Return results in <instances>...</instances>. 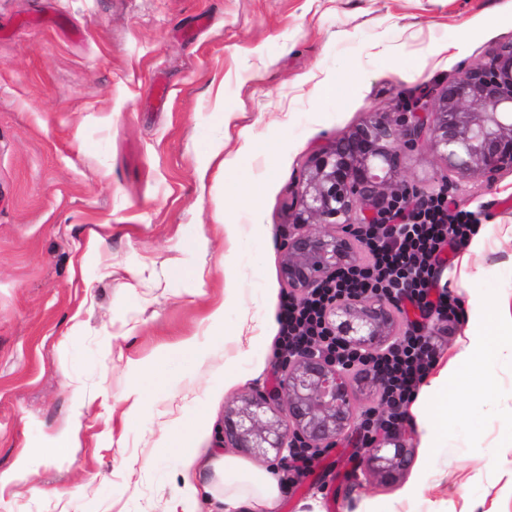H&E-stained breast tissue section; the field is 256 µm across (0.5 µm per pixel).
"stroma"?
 Listing matches in <instances>:
<instances>
[{
  "mask_svg": "<svg viewBox=\"0 0 512 512\" xmlns=\"http://www.w3.org/2000/svg\"><path fill=\"white\" fill-rule=\"evenodd\" d=\"M509 10L512 0H0V474L30 457L0 486V512H217L203 487L224 450V410L276 384L267 339L279 325L267 316L288 292L281 244L309 156L512 39ZM216 149L236 167L211 164ZM441 170L422 149L401 177L428 194ZM450 193L481 223L512 224V175ZM202 234L205 248L187 250ZM511 256L512 242L492 245L472 292L511 289ZM219 306L220 325L208 319ZM187 338L192 363L178 350ZM148 367L164 383L129 415L128 381ZM493 373L482 409L439 448L425 451L420 421L405 416L414 459L397 481L354 469L352 429L285 484L277 512H512L501 439L512 358ZM77 397L78 446L54 455ZM179 432L192 461L173 445Z\"/></svg>",
  "mask_w": 512,
  "mask_h": 512,
  "instance_id": "35a3bbf8",
  "label": "stroma"
}]
</instances>
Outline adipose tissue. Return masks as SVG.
<instances>
[{
    "instance_id": "adipose-tissue-1",
    "label": "adipose tissue",
    "mask_w": 512,
    "mask_h": 512,
    "mask_svg": "<svg viewBox=\"0 0 512 512\" xmlns=\"http://www.w3.org/2000/svg\"><path fill=\"white\" fill-rule=\"evenodd\" d=\"M512 241V225L497 224L492 231L477 230L458 259L453 275L464 285L481 279L480 261L491 233ZM469 318L465 338L438 375L422 386L418 402H431V415L421 427V445L433 449L448 435L458 418L449 395H463L479 402L492 384L491 364L503 351L512 352V303L472 296L467 300ZM215 481L206 491L224 506V512H276L282 491L273 472H255L243 458L226 455L214 464Z\"/></svg>"
}]
</instances>
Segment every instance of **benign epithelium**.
Masks as SVG:
<instances>
[{
	"label": "benign epithelium",
	"mask_w": 512,
	"mask_h": 512,
	"mask_svg": "<svg viewBox=\"0 0 512 512\" xmlns=\"http://www.w3.org/2000/svg\"><path fill=\"white\" fill-rule=\"evenodd\" d=\"M422 148L443 162L445 188L512 173V39L465 67L434 98H416L405 110L377 114L310 156L282 245V275L294 298L307 297L338 270L358 265L362 225L379 222L421 195L400 179V170L406 152ZM313 224L326 230L314 233ZM324 324L371 353L394 341L397 326L393 306L377 295L332 303ZM277 371L275 388L226 408L224 447L280 464L289 461L293 448L319 453L352 427L356 391L366 386L380 394L385 385L381 375L342 368L312 348L282 356ZM412 454L403 434L380 428L363 449V465L372 477L395 482Z\"/></svg>",
	"instance_id": "obj_1"
}]
</instances>
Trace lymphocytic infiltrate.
Wrapping results in <instances>:
<instances>
[{
  "instance_id": "1",
  "label": "lymphocytic infiltrate",
  "mask_w": 512,
  "mask_h": 512,
  "mask_svg": "<svg viewBox=\"0 0 512 512\" xmlns=\"http://www.w3.org/2000/svg\"><path fill=\"white\" fill-rule=\"evenodd\" d=\"M476 230L473 212L451 207L444 191L419 198L390 223L364 225L363 264L337 272L304 301L286 297L278 318L281 350L318 345L342 365L381 373L386 379L382 407L368 409L364 418L378 417L387 427H398L404 406L415 398L441 350L427 333L428 320L454 323L463 313L459 298L441 287L439 269ZM365 293L385 297L408 318L402 336L379 354L351 349L324 328L323 314L333 301Z\"/></svg>"
}]
</instances>
